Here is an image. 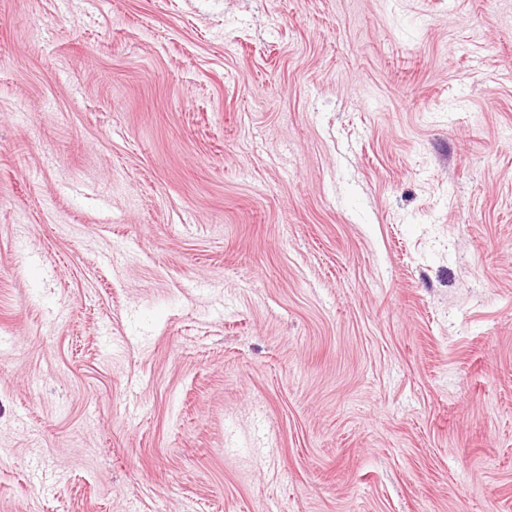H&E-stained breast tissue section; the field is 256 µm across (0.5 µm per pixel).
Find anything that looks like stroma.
<instances>
[{
    "mask_svg": "<svg viewBox=\"0 0 512 512\" xmlns=\"http://www.w3.org/2000/svg\"><path fill=\"white\" fill-rule=\"evenodd\" d=\"M0 512H512V0H0Z\"/></svg>",
    "mask_w": 512,
    "mask_h": 512,
    "instance_id": "1",
    "label": "stroma"
}]
</instances>
